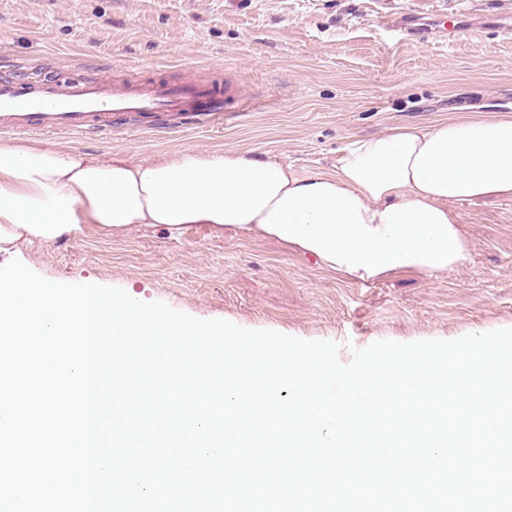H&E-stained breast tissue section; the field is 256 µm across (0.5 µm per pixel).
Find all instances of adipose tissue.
<instances>
[{"label":"adipose tissue","mask_w":512,"mask_h":512,"mask_svg":"<svg viewBox=\"0 0 512 512\" xmlns=\"http://www.w3.org/2000/svg\"><path fill=\"white\" fill-rule=\"evenodd\" d=\"M512 198V116L406 125L346 146L335 171L257 151L135 161L0 142V254L93 225L238 227L287 242L350 280L440 275L469 257L458 207Z\"/></svg>","instance_id":"obj_1"}]
</instances>
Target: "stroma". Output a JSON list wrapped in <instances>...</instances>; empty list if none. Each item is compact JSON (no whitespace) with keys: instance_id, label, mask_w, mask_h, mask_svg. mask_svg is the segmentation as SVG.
<instances>
[{"instance_id":"stroma-1","label":"stroma","mask_w":512,"mask_h":512,"mask_svg":"<svg viewBox=\"0 0 512 512\" xmlns=\"http://www.w3.org/2000/svg\"><path fill=\"white\" fill-rule=\"evenodd\" d=\"M463 14L447 39L434 11ZM512 0H0V81H199L241 89L238 117L150 131L125 120L110 140L36 144L145 160L187 147L258 150L295 168H333L355 139L464 115L512 114ZM469 259L434 277L353 281L276 239L189 224L19 242L18 259L56 282L97 284L198 319L332 340L349 363L374 342L462 337L512 325V199L460 207Z\"/></svg>"}]
</instances>
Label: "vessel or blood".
<instances>
[{
	"label": "vessel or blood",
	"instance_id": "1",
	"mask_svg": "<svg viewBox=\"0 0 512 512\" xmlns=\"http://www.w3.org/2000/svg\"><path fill=\"white\" fill-rule=\"evenodd\" d=\"M219 93L196 83L142 86L134 80H97L67 89L46 81L0 82V131L15 135L91 133L109 137L114 118L127 113L164 114L168 128L185 116L212 125L223 119Z\"/></svg>",
	"mask_w": 512,
	"mask_h": 512
}]
</instances>
